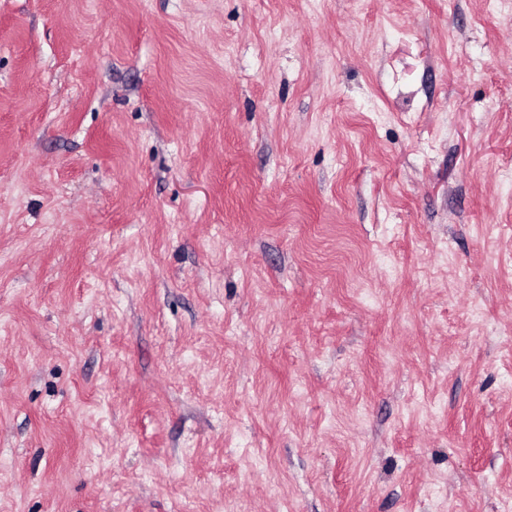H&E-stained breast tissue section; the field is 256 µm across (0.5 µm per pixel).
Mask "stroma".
Wrapping results in <instances>:
<instances>
[{"instance_id":"obj_1","label":"stroma","mask_w":512,"mask_h":512,"mask_svg":"<svg viewBox=\"0 0 512 512\" xmlns=\"http://www.w3.org/2000/svg\"><path fill=\"white\" fill-rule=\"evenodd\" d=\"M512 5L0 0V512H512Z\"/></svg>"}]
</instances>
